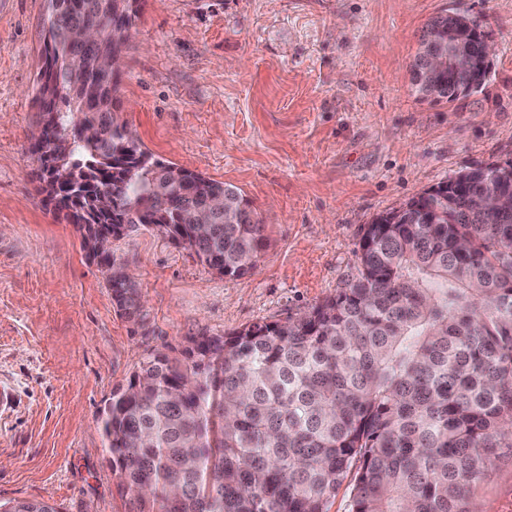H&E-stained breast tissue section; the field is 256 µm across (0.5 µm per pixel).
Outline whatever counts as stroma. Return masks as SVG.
Returning a JSON list of instances; mask_svg holds the SVG:
<instances>
[{
  "mask_svg": "<svg viewBox=\"0 0 512 512\" xmlns=\"http://www.w3.org/2000/svg\"><path fill=\"white\" fill-rule=\"evenodd\" d=\"M459 12L496 46L484 87L419 95L410 65ZM47 0H0V503L125 512L99 416L148 352L282 322L345 287L364 227L448 177L512 159V0H140L114 104L156 158L239 188L265 224L247 274L218 275L141 226L112 242L139 283L120 316L75 225L42 204L30 134ZM512 512V448L472 489Z\"/></svg>",
  "mask_w": 512,
  "mask_h": 512,
  "instance_id": "stroma-1",
  "label": "stroma"
}]
</instances>
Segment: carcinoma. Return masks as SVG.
Returning a JSON list of instances; mask_svg holds the SVG:
<instances>
[{
    "instance_id": "carcinoma-1",
    "label": "carcinoma",
    "mask_w": 512,
    "mask_h": 512,
    "mask_svg": "<svg viewBox=\"0 0 512 512\" xmlns=\"http://www.w3.org/2000/svg\"><path fill=\"white\" fill-rule=\"evenodd\" d=\"M38 100L55 114L46 138L64 156L82 247L93 226L140 224L222 276L254 268L263 224L241 191L166 164L142 147L112 105L115 73L87 54L69 60L67 32L99 27L120 54L135 26L130 0H51ZM448 16L423 30L412 81L454 102L484 72L452 68L420 81L425 48L448 43ZM485 181L469 170L451 211L394 209L368 224L356 274L310 311L202 336L190 365L152 352L112 392L99 422L112 474L132 512H328L345 481L350 512H471L469 492L498 448H512V212L473 210ZM112 190V212L95 198ZM225 211L207 235L190 215L212 195ZM117 311L137 319L130 276L110 284ZM12 512H57L16 502Z\"/></svg>"
}]
</instances>
